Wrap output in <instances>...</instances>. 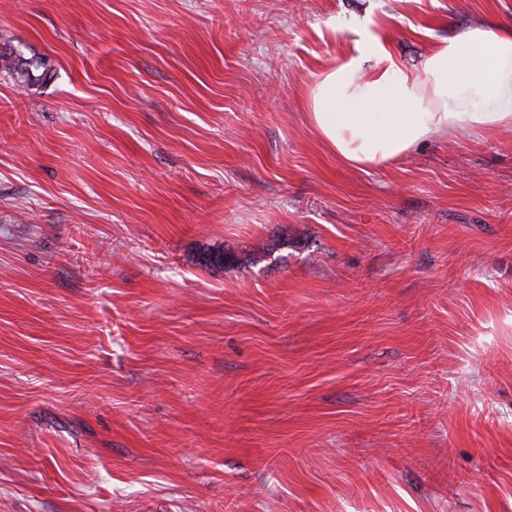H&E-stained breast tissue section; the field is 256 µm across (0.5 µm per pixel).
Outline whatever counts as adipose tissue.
Listing matches in <instances>:
<instances>
[{"instance_id":"1","label":"adipose tissue","mask_w":512,"mask_h":512,"mask_svg":"<svg viewBox=\"0 0 512 512\" xmlns=\"http://www.w3.org/2000/svg\"><path fill=\"white\" fill-rule=\"evenodd\" d=\"M326 148L350 167L389 165L438 133L512 129V27L486 20L433 45L411 75L367 32L304 94Z\"/></svg>"}]
</instances>
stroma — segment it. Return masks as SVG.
I'll list each match as a JSON object with an SVG mask.
<instances>
[{"mask_svg":"<svg viewBox=\"0 0 512 512\" xmlns=\"http://www.w3.org/2000/svg\"><path fill=\"white\" fill-rule=\"evenodd\" d=\"M487 18L0 0V512H512V132L353 170L302 102ZM2 45V47H1ZM38 65L24 57V55L12 45L7 43L0 44V73H6L16 82L35 86L40 80L46 79L47 72L35 75L33 68L38 69Z\"/></svg>","mask_w":512,"mask_h":512,"instance_id":"1","label":"stroma"}]
</instances>
